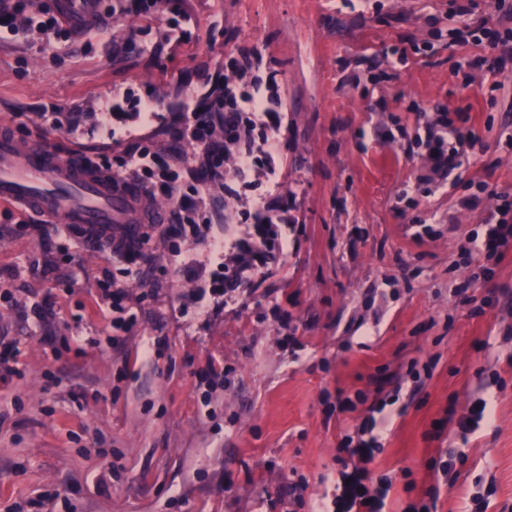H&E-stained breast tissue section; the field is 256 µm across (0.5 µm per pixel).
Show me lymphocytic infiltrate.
<instances>
[{
  "mask_svg": "<svg viewBox=\"0 0 512 512\" xmlns=\"http://www.w3.org/2000/svg\"><path fill=\"white\" fill-rule=\"evenodd\" d=\"M43 11L39 0H0V27L25 32L37 26L44 44L53 45L68 30L58 16L47 17ZM254 61L250 49L239 48L225 62L223 80L215 82L192 111L177 116L179 137L196 148V161L206 173L197 185L183 187V162L156 143H147L119 159L120 167L134 180L159 184L175 215L184 216L190 233L215 248L223 246L224 236L213 232L205 212L209 184L228 188L245 180L255 168L270 167L278 143L276 85L259 86L252 72ZM419 143L427 165L426 173L417 178L421 186L447 181L483 145L467 117L451 120L444 109L435 111L425 122ZM463 252L477 265L512 253V200H502L487 213L483 233L468 236ZM377 426L375 416H366L337 449L340 469L336 491L331 500L317 503V512H383L395 479L373 478L367 467L380 450Z\"/></svg>",
  "mask_w": 512,
  "mask_h": 512,
  "instance_id": "lymphocytic-infiltrate-1",
  "label": "lymphocytic infiltrate"
}]
</instances>
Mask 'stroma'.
I'll list each match as a JSON object with an SVG mask.
<instances>
[{"mask_svg": "<svg viewBox=\"0 0 512 512\" xmlns=\"http://www.w3.org/2000/svg\"><path fill=\"white\" fill-rule=\"evenodd\" d=\"M452 3L180 0L169 42L156 15L130 13L49 50L37 30H0V124L90 157L171 144L166 123L96 117L128 98L177 112L226 51L256 48L282 104L276 174L213 188L207 207L218 226L259 198L290 206L274 261L227 292L214 279L253 225H231L220 254L143 225L127 278L123 257L0 205V512H312L344 435L381 401L384 512L419 504L429 462L449 454L438 512L475 497L512 512V254L488 278L462 255L496 192L512 195V53L453 43ZM419 105L468 113L487 145L426 194ZM481 182L490 195L465 205ZM129 316L133 332L115 327ZM412 367L421 388L390 403ZM479 395L490 422L436 440ZM301 476L303 501L283 506Z\"/></svg>", "mask_w": 512, "mask_h": 512, "instance_id": "35a3bbf8", "label": "stroma"}]
</instances>
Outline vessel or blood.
I'll return each instance as SVG.
<instances>
[{"instance_id":"vessel-or-blood-1","label":"vessel or blood","mask_w":512,"mask_h":512,"mask_svg":"<svg viewBox=\"0 0 512 512\" xmlns=\"http://www.w3.org/2000/svg\"><path fill=\"white\" fill-rule=\"evenodd\" d=\"M66 26L96 28L97 0H57ZM20 203L54 222L82 229H109L127 240L142 225L168 220L163 207L148 203L136 182L96 168L82 154L62 152L38 141H20L0 128V204Z\"/></svg>"}]
</instances>
